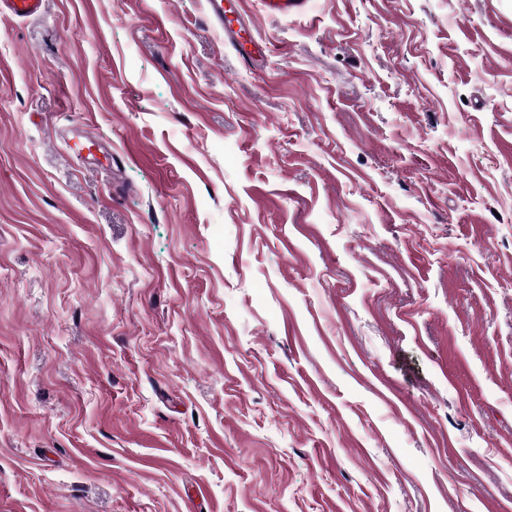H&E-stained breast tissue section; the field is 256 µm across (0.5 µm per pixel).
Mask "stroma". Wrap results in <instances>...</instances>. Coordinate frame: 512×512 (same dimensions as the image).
Listing matches in <instances>:
<instances>
[{
  "label": "stroma",
  "mask_w": 512,
  "mask_h": 512,
  "mask_svg": "<svg viewBox=\"0 0 512 512\" xmlns=\"http://www.w3.org/2000/svg\"><path fill=\"white\" fill-rule=\"evenodd\" d=\"M239 11L0 15V512L512 508V0ZM205 0L209 21L224 32V41L248 64L260 65L268 57L266 43L255 38L242 23L236 4L231 0Z\"/></svg>",
  "instance_id": "obj_1"
}]
</instances>
